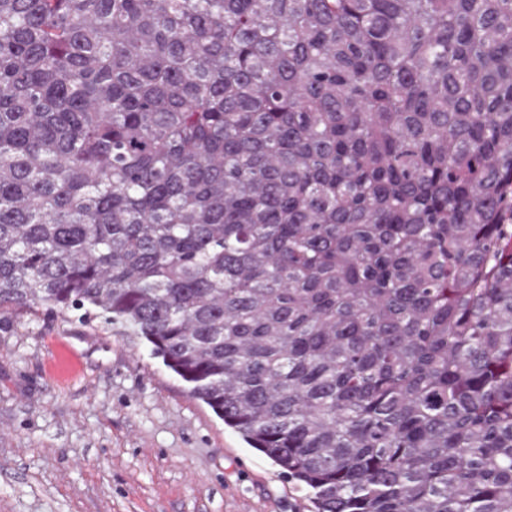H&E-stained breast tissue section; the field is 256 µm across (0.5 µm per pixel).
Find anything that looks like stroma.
<instances>
[{"mask_svg":"<svg viewBox=\"0 0 512 512\" xmlns=\"http://www.w3.org/2000/svg\"><path fill=\"white\" fill-rule=\"evenodd\" d=\"M0 512H309L138 338L77 313L0 329Z\"/></svg>","mask_w":512,"mask_h":512,"instance_id":"stroma-1","label":"stroma"}]
</instances>
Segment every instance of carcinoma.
<instances>
[{"label":"carcinoma","instance_id":"1","mask_svg":"<svg viewBox=\"0 0 512 512\" xmlns=\"http://www.w3.org/2000/svg\"><path fill=\"white\" fill-rule=\"evenodd\" d=\"M137 336L311 512H512V0H0V323Z\"/></svg>","mask_w":512,"mask_h":512}]
</instances>
